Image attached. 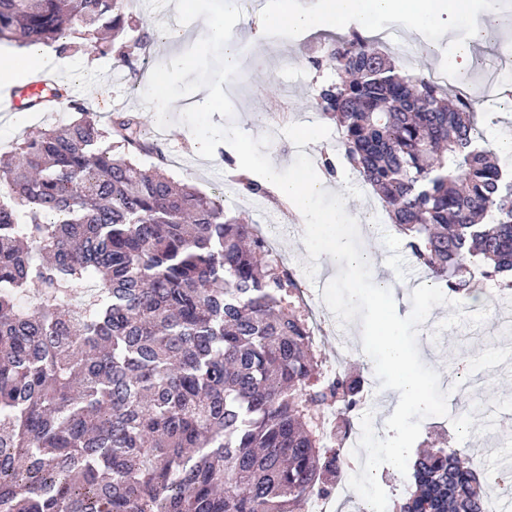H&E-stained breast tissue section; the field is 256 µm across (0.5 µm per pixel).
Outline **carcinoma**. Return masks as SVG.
Listing matches in <instances>:
<instances>
[{
    "mask_svg": "<svg viewBox=\"0 0 512 512\" xmlns=\"http://www.w3.org/2000/svg\"><path fill=\"white\" fill-rule=\"evenodd\" d=\"M124 0H0V42L89 48L123 63ZM312 68L315 108L413 263L474 299L512 287V168L490 160L462 95L400 72L353 30ZM76 119L0 159V512H306L332 492L362 381L323 377L277 252L224 199L177 186L140 121ZM132 147L157 160L141 168ZM238 193L267 197L249 175ZM393 512H482L487 479L454 448L416 455Z\"/></svg>",
    "mask_w": 512,
    "mask_h": 512,
    "instance_id": "obj_1",
    "label": "carcinoma"
}]
</instances>
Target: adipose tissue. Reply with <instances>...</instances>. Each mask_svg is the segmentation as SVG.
<instances>
[{"instance_id": "adipose-tissue-1", "label": "adipose tissue", "mask_w": 512, "mask_h": 512, "mask_svg": "<svg viewBox=\"0 0 512 512\" xmlns=\"http://www.w3.org/2000/svg\"><path fill=\"white\" fill-rule=\"evenodd\" d=\"M511 14L512 6L505 0H269L261 13L259 25L266 30L327 28L342 31L351 27L363 32L376 28L379 21L401 19L409 31L416 34L435 26L439 17L444 15L467 19L472 23L469 39L458 44L449 57L453 68L465 71L471 63L473 44L483 43L487 29L499 26ZM70 65L68 58L41 44L0 55V75L16 81L25 79L30 71L38 68L51 66L65 70ZM224 143L227 150L235 154L239 170L260 167L266 189L302 223L310 225L312 240L324 242L327 254L355 266L369 260V251L357 247L342 231V219L350 211L349 196L337 193L335 209L319 211L316 200L328 190L324 180L312 178L302 170L285 178L274 164L256 165L237 132L225 131Z\"/></svg>"}]
</instances>
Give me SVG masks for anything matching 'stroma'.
Masks as SVG:
<instances>
[{"instance_id":"1","label":"stroma","mask_w":512,"mask_h":512,"mask_svg":"<svg viewBox=\"0 0 512 512\" xmlns=\"http://www.w3.org/2000/svg\"><path fill=\"white\" fill-rule=\"evenodd\" d=\"M146 9L142 0H127L124 9V39L139 33H157L149 54L140 56L136 69L118 63L113 55L88 50L71 53V69L60 72L73 96L87 101L100 122H107L116 112L136 115L147 130H159L158 138L170 164L167 173L175 181L192 186L208 195H219L226 208L240 213L254 225L261 226L273 239L283 262L295 268L300 289L318 291L322 280L332 279L337 263L327 262L308 242L306 226L296 219H276V209L260 197H245L231 187L224 170L222 151L195 149L198 138L214 142L224 139L225 129L241 131L249 141L257 164L276 161L282 175L303 169L316 173L324 155L336 152V125L314 107L316 78H330V71L316 73L310 57L322 55L330 37L326 31L289 32L259 29L260 11L256 0H236L234 14L228 20L229 33L237 45L241 66L233 87L224 81V47L210 43L201 34V16L184 18L180 26L170 20V0H154ZM178 37H170L172 28ZM452 38L432 34L437 48L429 55H414L399 60V67L409 73L431 76L447 62L455 41L464 38L468 21L453 24ZM191 58V66H182V58ZM171 73V108L158 116L156 101L147 87L148 76L159 68ZM288 101V117L280 119L273 106L280 99ZM74 118L66 109L44 114L0 112V154L11 151L23 133L51 125L67 126ZM316 124L318 141L311 144L296 136L303 123ZM477 127L486 143L502 138L512 140V96H501L479 108ZM356 172L339 165L329 180L331 191L320 201V208L332 206L339 188L356 194L349 222L350 237L359 229L368 233V247L373 263L394 284L392 295L399 316L411 311L410 295L426 281L424 272L408 257L400 237L378 198L368 186L356 185ZM308 308L322 322V346L329 361H341L353 375L374 378L372 360L367 355L340 357V336L360 341L362 325L353 320L339 325L327 306L309 302ZM471 310L483 309L486 319L477 326L466 323L446 330L438 325L452 314V307H434L418 331L417 345L422 361L440 374V387L449 399L461 402L462 410H451L454 430L422 429L424 439L447 441L458 447L467 441V455L476 456L486 442L499 441L503 427L512 426V346L507 330L500 322L501 313L512 314V295L495 300L484 297L471 303Z\"/></svg>"}]
</instances>
